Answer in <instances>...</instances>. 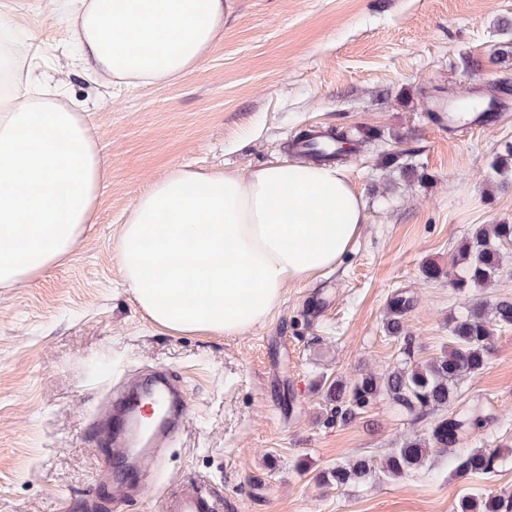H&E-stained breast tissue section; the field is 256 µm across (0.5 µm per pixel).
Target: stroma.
Masks as SVG:
<instances>
[{
    "mask_svg": "<svg viewBox=\"0 0 512 512\" xmlns=\"http://www.w3.org/2000/svg\"><path fill=\"white\" fill-rule=\"evenodd\" d=\"M64 0H0L37 65L28 84L68 80L107 162L95 224L67 261L0 288V512H163L166 489L208 482L224 512H454L463 497L512 492V457L491 477L454 478L448 456L366 486L318 483L325 469L387 449L427 425L386 402L347 425H324L321 376L383 373L399 341L383 330L392 291L416 298L405 320L417 361L438 356L463 297L423 265L448 268L481 224H512V94L496 124L451 133L431 121L430 95L488 96L512 78L502 56L512 0H236L201 63L153 87L85 79L59 17ZM370 129L374 145L345 166L368 202L363 234L339 269L284 290L242 336L174 335L137 306L115 257L125 212L175 167L246 171L298 162L308 129ZM402 154L405 176L384 166ZM164 371L189 396V418L144 467L143 491L116 505L108 449L93 425L132 379ZM458 404L496 421L486 447L512 445V326L499 328L487 369Z\"/></svg>",
    "mask_w": 512,
    "mask_h": 512,
    "instance_id": "stroma-1",
    "label": "stroma"
}]
</instances>
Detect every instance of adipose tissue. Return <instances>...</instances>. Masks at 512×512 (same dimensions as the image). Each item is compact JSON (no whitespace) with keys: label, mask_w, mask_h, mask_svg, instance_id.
<instances>
[{"label":"adipose tissue","mask_w":512,"mask_h":512,"mask_svg":"<svg viewBox=\"0 0 512 512\" xmlns=\"http://www.w3.org/2000/svg\"><path fill=\"white\" fill-rule=\"evenodd\" d=\"M233 0H70L67 40L85 77L154 86L198 65ZM0 15V288L70 257L93 223L106 163L76 108L15 88L19 50ZM366 224L344 166L245 173L180 166L152 182L120 229L123 279L174 334H245L285 288L337 270Z\"/></svg>","instance_id":"obj_1"}]
</instances>
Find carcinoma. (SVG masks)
<instances>
[{"label":"carcinoma","mask_w":512,"mask_h":512,"mask_svg":"<svg viewBox=\"0 0 512 512\" xmlns=\"http://www.w3.org/2000/svg\"><path fill=\"white\" fill-rule=\"evenodd\" d=\"M328 138L336 145L330 156H311L306 158L307 162L337 164L343 161V142L351 140L366 147L373 141L369 135L340 128L328 130ZM506 243H512V224L481 225L463 243L460 258L453 261L448 272L428 265L422 273L428 280L448 276V286L455 293L469 297L474 290L487 287L501 273ZM415 304L414 296L403 289L394 291L388 299L384 331L401 342L400 358L392 368L381 376L364 374L352 383L339 375L322 379L325 398L330 404V414L324 424L350 423L378 401L385 400L398 413L415 422L429 421L428 436L407 439L400 447L388 450L377 469L369 460L357 458L320 474V482L365 484L378 473L394 479L404 478L416 470L432 450L451 452L449 466L459 477L497 472L500 449L482 445L460 447L462 434H482L495 422V417L476 409H454L452 405L463 385L486 369L495 327L512 325V299L472 302L461 315L450 320L448 343L442 355L424 364L414 360L412 338L404 332V320ZM456 512H512V495H490L483 504L465 499Z\"/></svg>","instance_id":"obj_1"}]
</instances>
